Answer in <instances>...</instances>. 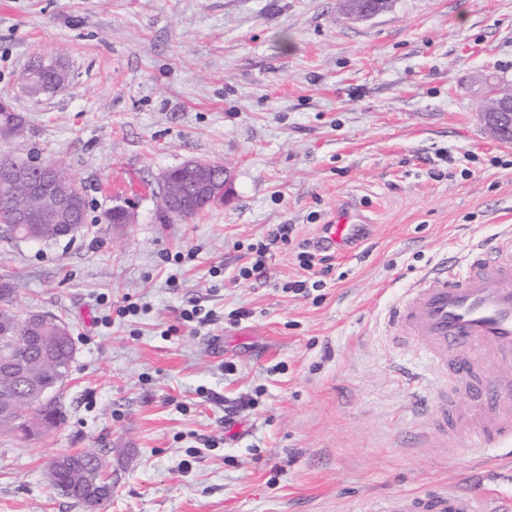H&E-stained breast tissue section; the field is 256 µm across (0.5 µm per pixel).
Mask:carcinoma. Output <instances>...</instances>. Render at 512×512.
<instances>
[{"label": "carcinoma", "instance_id": "1", "mask_svg": "<svg viewBox=\"0 0 512 512\" xmlns=\"http://www.w3.org/2000/svg\"><path fill=\"white\" fill-rule=\"evenodd\" d=\"M33 74L35 85L47 94L52 92L58 82L55 70L44 68L41 60L34 61ZM25 122L22 115L13 112L0 111V140L8 142L24 135ZM191 183L178 168L170 170L168 180L164 182V190L160 207H165L171 197L188 192ZM46 206V200L35 192L27 195H16L12 189L0 190V225L11 224V236L27 242L41 244L56 240L55 225L43 223H23L22 213L38 212ZM15 288L8 280L0 282V402L10 401L17 404L20 414L17 421H6L0 424L1 429L18 433L25 439H32L40 430L32 426L33 418L25 415V410L32 405H38L35 416L50 427L63 417L62 407L56 396H51L49 402L42 403L36 393L24 381L16 378L8 371L5 362L22 360L28 363L40 375V385L53 392L60 387L70 370L74 358L73 343L68 340L54 338V327L62 320L56 316L40 329L33 331L36 336L44 337V342L24 343L23 339L15 337L13 331L23 324V319L14 308ZM103 469L101 455L94 451H81L63 454L52 460L47 471L49 486L61 495L86 507H96L112 496V480L105 483L88 480V473Z\"/></svg>", "mask_w": 512, "mask_h": 512}]
</instances>
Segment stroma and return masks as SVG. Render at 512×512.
Listing matches in <instances>:
<instances>
[{
    "instance_id": "stroma-1",
    "label": "stroma",
    "mask_w": 512,
    "mask_h": 512,
    "mask_svg": "<svg viewBox=\"0 0 512 512\" xmlns=\"http://www.w3.org/2000/svg\"><path fill=\"white\" fill-rule=\"evenodd\" d=\"M59 50L68 82L30 96L29 61ZM491 75L512 85V0L367 20L339 0H0V98L26 122L0 154L66 169L88 204L76 239L0 237L18 314L62 318L75 345L63 420L0 430V512H85L46 478L82 450L112 477L95 512H347L478 479L432 409L411 415L423 361L388 330L404 288L512 226V144L478 111ZM191 159L228 168V201L162 216L163 174ZM115 205L129 223H106ZM344 210L364 236L322 287L288 291L296 243L241 278L273 225L313 239ZM192 306L209 322L180 320Z\"/></svg>"
}]
</instances>
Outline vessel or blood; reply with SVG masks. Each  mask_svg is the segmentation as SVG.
Segmentation results:
<instances>
[{"label": "vessel or blood", "mask_w": 512, "mask_h": 512, "mask_svg": "<svg viewBox=\"0 0 512 512\" xmlns=\"http://www.w3.org/2000/svg\"><path fill=\"white\" fill-rule=\"evenodd\" d=\"M359 235V224L347 216L323 228L331 247ZM389 322L393 343L417 344L430 371L450 384L439 402V434L499 451L503 470L496 490L427 493L373 512H512V230H503L491 248L436 264L405 289ZM461 396L470 402L463 417L455 412Z\"/></svg>", "instance_id": "1"}]
</instances>
